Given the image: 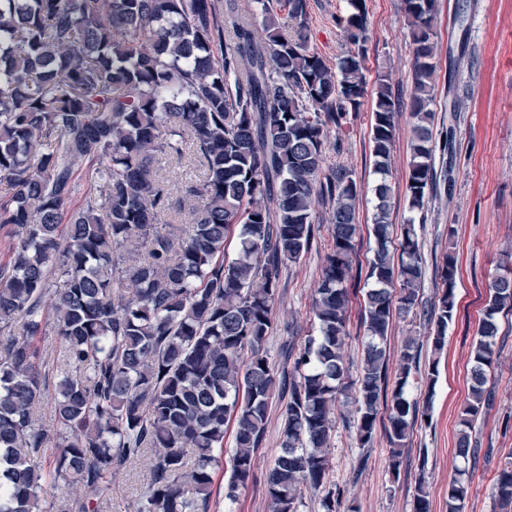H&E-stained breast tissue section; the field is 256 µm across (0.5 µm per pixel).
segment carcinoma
<instances>
[{
	"label": "carcinoma",
	"mask_w": 512,
	"mask_h": 512,
	"mask_svg": "<svg viewBox=\"0 0 512 512\" xmlns=\"http://www.w3.org/2000/svg\"><path fill=\"white\" fill-rule=\"evenodd\" d=\"M253 2L254 22L239 0H224L222 14L213 0H0V181L13 189L0 202V227L12 232L0 264V512H98L112 501V479L144 459L133 512H205L230 422L233 504L253 476L276 396L288 401L266 477L271 512H299L309 490L322 493L323 512H341L327 445L336 403L352 387L343 349L360 186L341 165L323 173L324 139L368 97L379 182L355 427L364 448L387 420L389 468L400 475L419 414L408 393L437 382L457 260L448 252L429 312L427 372L411 339L389 374L388 327L395 308L415 305L423 268L411 219L399 263L392 254L388 175L400 102L383 78L368 91L366 0H347L337 20L350 48L334 68L307 42L308 0ZM279 10L295 35L283 34ZM438 11L439 0H404L412 212L434 179ZM187 150L201 177L176 196L153 162ZM84 161L91 186L74 209ZM323 201L333 229L312 306L316 335L284 346L278 368L266 341L280 267L310 248ZM185 210L186 225L164 221ZM503 270L472 341L456 444L466 464L476 458L470 432L488 404L499 316L512 312V269ZM56 279L62 288H51ZM50 329L61 340L54 362L41 348ZM44 404L48 425L38 419ZM470 482L458 470L448 512H462ZM494 489L500 512H512V456Z\"/></svg>",
	"instance_id": "carcinoma-1"
}]
</instances>
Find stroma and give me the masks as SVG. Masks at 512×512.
I'll return each mask as SVG.
<instances>
[{"instance_id": "1", "label": "stroma", "mask_w": 512, "mask_h": 512, "mask_svg": "<svg viewBox=\"0 0 512 512\" xmlns=\"http://www.w3.org/2000/svg\"><path fill=\"white\" fill-rule=\"evenodd\" d=\"M369 10L368 81L386 76L400 101L412 90L411 46L403 0H366ZM436 60L439 72L433 109L435 133L453 132L455 155L434 154L435 185L422 210L409 211L404 197L410 159L412 121L407 109L395 116V138L389 181L393 194L390 221L394 227L414 222L421 247L424 278L412 311L395 316L385 344L390 369H397L407 338L425 340L431 332L427 313L442 288L441 268L448 252L459 265L458 307L449 325L438 381L431 392L410 391L411 400L427 405L402 450L401 474L389 469V444L377 433L371 446L360 447L354 427V400L341 398L329 445L330 479L343 504L359 512H413L418 481H426L431 512H448V483L463 462L456 455L459 410L469 387L471 344L489 284L499 265L512 256V0H439ZM345 0H309L308 40L312 49L335 64L346 51L337 15ZM458 111H450V104ZM372 112L363 107L350 114L342 130H329L325 141L327 167L348 169L362 187L356 214L360 227L357 249L370 255L374 186L370 126ZM319 222L308 252L281 267L274 324L267 342L273 363H280L285 344L303 342L313 332L311 312L321 271L331 249V210H318ZM488 384L493 401L472 434L479 453L462 512H499L494 477L512 454V314L500 320L494 364ZM283 401H273L263 447L252 482L227 504L229 467L216 469L208 512H269L267 471L279 452ZM146 462L120 472L112 481V500L101 512H122L134 502L145 482Z\"/></svg>"}]
</instances>
